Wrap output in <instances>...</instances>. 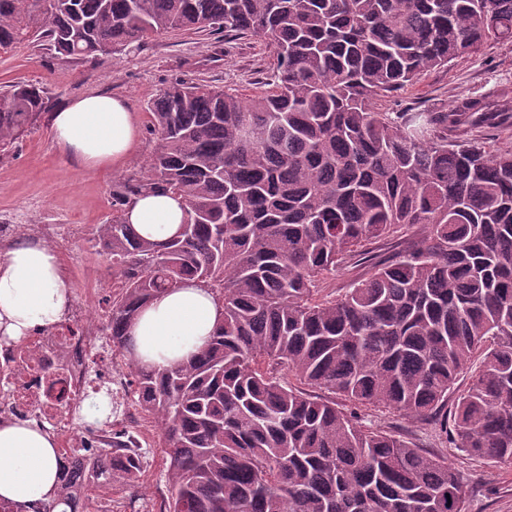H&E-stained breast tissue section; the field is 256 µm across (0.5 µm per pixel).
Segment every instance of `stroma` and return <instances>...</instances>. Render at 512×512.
<instances>
[{"mask_svg": "<svg viewBox=\"0 0 512 512\" xmlns=\"http://www.w3.org/2000/svg\"><path fill=\"white\" fill-rule=\"evenodd\" d=\"M275 62L271 45L251 37L172 32L147 41L134 53L101 55L91 62L51 58L40 48L26 46L0 56V86L14 82L40 83L57 103L97 91L122 98L140 129L121 171L74 168L57 150L51 123L20 140L14 154L0 159V222L23 214L28 224H78L80 235L53 240L73 299L88 289L97 297L112 292V272L92 240L95 225L112 216V181L117 173L139 171L155 147L147 132L148 101L173 77L253 94L271 74ZM463 98L491 104L512 101V43H499L476 55L465 56L441 69L426 72L414 86L395 91L382 101L384 112H442ZM423 231L414 230L370 245L364 260L337 270L324 286L344 293L349 284L368 276L374 263L390 259L419 243ZM365 424L400 432L417 443L447 456L465 492L466 512H512V466H494L449 447L431 424L385 409H360ZM140 430L148 450L146 464L129 485L112 492V512H123L128 495L140 498L143 512H153L169 492L162 478L160 433L148 423Z\"/></svg>", "mask_w": 512, "mask_h": 512, "instance_id": "stroma-1", "label": "stroma"}]
</instances>
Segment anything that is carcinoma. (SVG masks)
<instances>
[{"mask_svg": "<svg viewBox=\"0 0 512 512\" xmlns=\"http://www.w3.org/2000/svg\"><path fill=\"white\" fill-rule=\"evenodd\" d=\"M175 31L257 37L276 64L249 98L164 87L148 105L155 150L113 180L112 219L93 232L118 288L112 354L162 432L163 512H465L447 459L357 410L430 422L461 451L512 465V149L448 141L512 106L392 116L378 103L512 42V0H0V55L37 44L88 61ZM54 106L34 83L1 87L0 157ZM157 191L185 202L163 242L125 219ZM415 227L420 246L319 296L363 247ZM187 281L214 295L220 323L190 361L141 366L130 325ZM131 442L127 431L101 454L93 490L141 471ZM81 476L59 475L45 512H71Z\"/></svg>", "mask_w": 512, "mask_h": 512, "instance_id": "1", "label": "carcinoma"}]
</instances>
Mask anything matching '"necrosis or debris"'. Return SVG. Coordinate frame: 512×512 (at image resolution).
Segmentation results:
<instances>
[{"mask_svg": "<svg viewBox=\"0 0 512 512\" xmlns=\"http://www.w3.org/2000/svg\"><path fill=\"white\" fill-rule=\"evenodd\" d=\"M102 313L93 295L68 309L60 325L0 343V423L24 420L50 430L62 469L74 463L72 451H111L112 432L74 429L71 410L97 387L123 396L127 379L112 372V346L101 341ZM58 382L62 397L49 394Z\"/></svg>", "mask_w": 512, "mask_h": 512, "instance_id": "1", "label": "necrosis or debris"}]
</instances>
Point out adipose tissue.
I'll list each match as a JSON object with an SVG mask.
<instances>
[{
    "instance_id": "ef3b65f1",
    "label": "adipose tissue",
    "mask_w": 512,
    "mask_h": 512,
    "mask_svg": "<svg viewBox=\"0 0 512 512\" xmlns=\"http://www.w3.org/2000/svg\"><path fill=\"white\" fill-rule=\"evenodd\" d=\"M54 141L68 161L85 170L120 168L136 135L126 102L98 92L68 101L50 116ZM185 217L183 198L143 196L126 218L154 241L172 236ZM71 303L57 253L21 245L0 257V330L12 337L57 323ZM221 318L212 294L189 282L151 301L129 329L134 354L148 368L189 361ZM56 443L28 423H0V498L23 505L48 499L58 480Z\"/></svg>"
}]
</instances>
